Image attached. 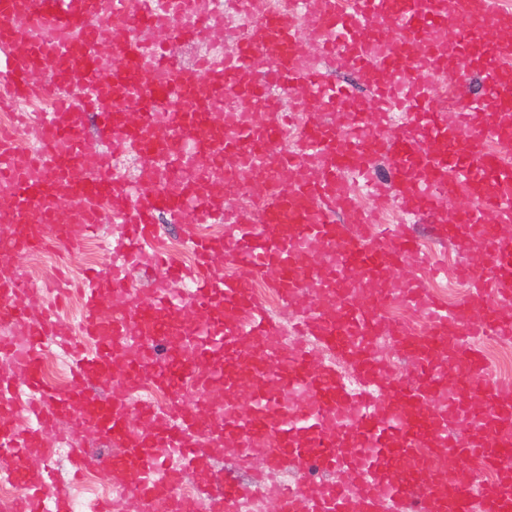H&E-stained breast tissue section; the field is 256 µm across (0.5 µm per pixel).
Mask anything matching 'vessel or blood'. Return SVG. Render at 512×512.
<instances>
[{"label": "vessel or blood", "mask_w": 512, "mask_h": 512, "mask_svg": "<svg viewBox=\"0 0 512 512\" xmlns=\"http://www.w3.org/2000/svg\"><path fill=\"white\" fill-rule=\"evenodd\" d=\"M236 2L254 15L246 36L188 67L182 43L224 36L198 0H0V111L18 115L0 131L10 512H74L67 482L30 473V457L62 452L73 474L92 464L121 490L122 512H193L198 501L242 512L266 490L277 512H512V381L490 374L478 345L512 340V157L488 148L512 142V50L494 40L512 29V10L502 0H301L300 22L262 0ZM313 55L368 82V112L343 111L356 86L308 68ZM38 98L52 109L20 111ZM26 136L34 150L19 148ZM121 154L139 160L134 183L112 165ZM382 158L386 191L373 187ZM356 179L371 186L369 204ZM244 192L255 205H239ZM387 208L406 223H379ZM162 213L179 223L193 266L165 250ZM107 221L118 231L80 281L84 305L70 322L25 260L76 254ZM203 224L223 236H201ZM419 224L481 257L451 269L466 286L455 304L429 286L442 268ZM140 271L149 284L132 287ZM258 275L285 321L256 299ZM181 283L185 301L173 294ZM53 345L70 364L62 388L41 375ZM239 367L260 391L232 403ZM147 386L165 404L133 403ZM281 390L294 401L282 404ZM90 435L107 452L90 455ZM230 447L249 483L214 468ZM286 469L294 482L268 488ZM190 470L200 482L189 499Z\"/></svg>", "instance_id": "obj_1"}]
</instances>
